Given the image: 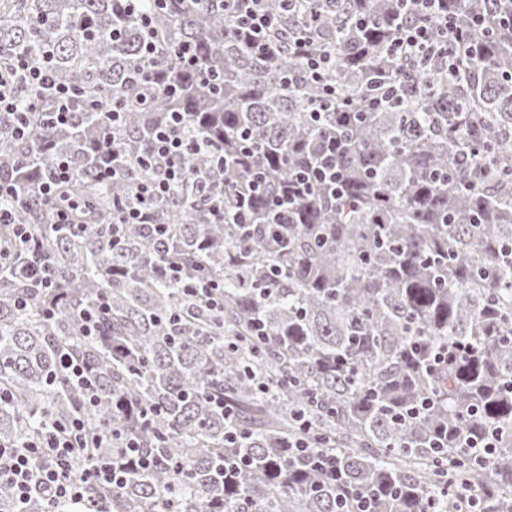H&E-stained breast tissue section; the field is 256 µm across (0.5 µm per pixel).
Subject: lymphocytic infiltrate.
Returning <instances> with one entry per match:
<instances>
[{"mask_svg": "<svg viewBox=\"0 0 512 512\" xmlns=\"http://www.w3.org/2000/svg\"><path fill=\"white\" fill-rule=\"evenodd\" d=\"M231 9L233 28L250 41L253 48H267L270 39L288 48L304 65L306 77L314 83H322L333 65L334 50L313 45L307 35L294 34L282 28L277 17L270 14L263 0H226ZM419 15L411 23L396 27L389 52L395 56L454 55L463 35L451 12L442 11L440 0H420ZM438 22L443 35L442 44H434L431 22ZM54 99L57 110L54 120L66 124L74 110L76 94L68 87L57 84L51 71L43 63L31 62L26 57L16 58L7 73L0 74V117L6 118L14 137L29 135L27 112L39 100ZM203 140L187 137L182 113H171L164 127L156 130L150 140V150L140 157L141 166L151 168V176L134 185L135 205L119 209L116 218L120 224H148L155 235H165L163 225L153 223V210L162 199L182 182L187 171L183 166L184 154L207 149ZM335 151L326 148L318 166L298 172L288 194L273 200L275 213L287 214L289 195L306 192L317 183L336 184ZM16 247L0 249V271L18 273L36 287L53 288L54 272L47 262L17 264L13 261L16 250L36 251L37 242L25 227L16 231ZM89 438L82 421L75 420L66 426H53L41 438L20 445H0V485H9L14 495L11 512H25L24 506L34 493L45 495L48 503L83 498L86 481H96L107 486H121L125 476L113 470L111 462H103L88 470L85 479L75 477L72 461L77 451L87 448Z\"/></svg>", "mask_w": 512, "mask_h": 512, "instance_id": "lymphocytic-infiltrate-1", "label": "lymphocytic infiltrate"}]
</instances>
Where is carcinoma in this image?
<instances>
[{
    "label": "carcinoma",
    "mask_w": 512,
    "mask_h": 512,
    "mask_svg": "<svg viewBox=\"0 0 512 512\" xmlns=\"http://www.w3.org/2000/svg\"><path fill=\"white\" fill-rule=\"evenodd\" d=\"M405 2L322 0L309 36L335 47L336 102L316 122L322 87L287 51L241 40L224 0L139 5L162 76L147 100L126 0H0V68L44 57L85 101L58 125L43 99L22 140L0 125V176L19 189L3 207L37 240L22 258L48 262L57 284L51 307L0 273V443L82 420L98 444L75 469H127L121 488L86 487L100 512H457L474 491L481 512H512V0H446L471 29L453 76L439 57L387 53L416 18ZM264 4L304 30L302 0ZM185 42L199 64L181 60ZM395 85L400 98L368 107ZM171 112L214 150L185 155L187 180L155 205L164 237L148 224L117 237L113 205L150 175L132 161ZM330 141L344 199L316 186L274 219V198ZM114 150L128 166L102 179ZM59 160L75 174L60 193L79 203L68 226L36 193ZM170 258L224 283L222 309L174 287ZM102 301L97 335H82ZM65 352L97 405L62 373ZM480 437L495 444L482 457L468 448ZM299 439L332 454L334 474L290 452ZM130 440L150 467L124 455Z\"/></svg>",
    "instance_id": "1"
}]
</instances>
